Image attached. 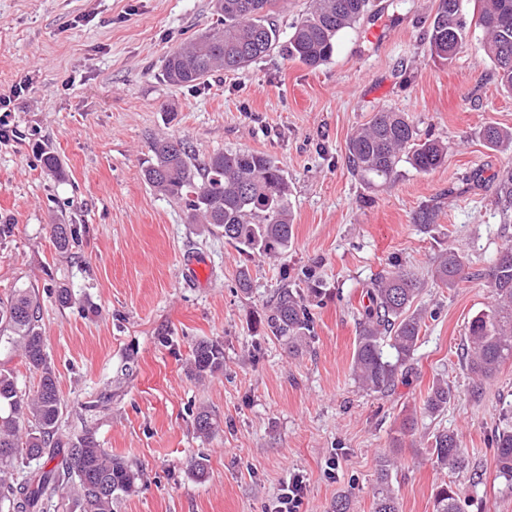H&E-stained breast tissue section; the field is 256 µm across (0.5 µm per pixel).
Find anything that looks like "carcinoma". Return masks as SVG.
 <instances>
[{"mask_svg": "<svg viewBox=\"0 0 512 512\" xmlns=\"http://www.w3.org/2000/svg\"><path fill=\"white\" fill-rule=\"evenodd\" d=\"M278 0H215L219 25L194 37L165 58L163 76L176 86L199 83L218 72H237L279 52L288 60L316 68L328 62L340 36L353 29L368 12L370 0H310L309 8L288 35L271 19ZM469 0H439L429 23L431 55L451 61L467 45L465 12ZM478 25L485 32L479 49L490 58L500 86L512 93V0H475ZM482 138L494 149L512 148V131L489 125ZM447 149L422 140L403 112L381 110L347 142V166L353 176L372 187L393 183L400 162L428 173L440 167ZM145 182L159 193L183 200L193 224H207L224 234L237 250L277 258L293 232L288 178L273 157L252 151H224L202 161L193 158L187 142L163 139L153 145L142 169ZM494 200L502 223L512 224V165L493 176ZM436 210L423 206L415 223L431 229ZM55 248L67 253L78 242L73 224H53ZM465 263L450 250L438 257L434 281L448 288L464 279ZM493 302L468 327L464 367L479 382L494 378L500 365L512 358V244L506 245L484 274ZM306 288L284 284L260 317L268 331L288 348L297 349L311 333V298L319 282L308 277ZM421 287L410 271L396 268L376 276L366 290L367 302L358 313L359 333L353 353V372L367 391L386 395L413 359L420 341L422 316L408 314ZM41 305L33 288H15L0 299V346L18 352L38 375L36 389L20 390L13 369L0 365V512H115L114 506L137 492L143 472L103 448L91 428L67 436L61 428L65 405L54 367L46 351ZM390 348L393 356L385 355ZM224 371V347L213 339L192 349L188 373L198 381ZM452 390L443 381L432 384L425 410L438 415L447 407ZM197 435L208 438L219 427L216 415L201 406L193 418ZM498 472L512 479V423L495 435ZM58 448L69 449L63 468L48 467ZM431 455L438 467H465L457 435L434 433ZM38 461V468L20 474ZM395 454L379 458L373 488V512H400L392 488ZM433 512H460L459 490L446 483L434 493Z\"/></svg>", "mask_w": 512, "mask_h": 512, "instance_id": "1", "label": "carcinoma"}]
</instances>
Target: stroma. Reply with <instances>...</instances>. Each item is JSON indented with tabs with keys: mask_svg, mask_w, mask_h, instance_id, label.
Returning a JSON list of instances; mask_svg holds the SVG:
<instances>
[{
	"mask_svg": "<svg viewBox=\"0 0 512 512\" xmlns=\"http://www.w3.org/2000/svg\"><path fill=\"white\" fill-rule=\"evenodd\" d=\"M438 0H373L326 64L312 69L279 54L196 87L169 84L166 55L213 27L212 0H0V95L24 91L0 142V298L20 286L42 306L47 353L66 409V432L92 427L113 454L143 471L119 512H266L289 478L306 484L305 512H372L379 457L397 451L401 512H432L442 482L459 489L462 512H512V482L499 477L495 430L512 406V359L476 384L463 367L469 321L492 301L483 281L433 283L438 255L452 250L484 269L512 243L493 204V175L512 153L488 147L485 125L512 130V94L474 49L434 59L428 26ZM406 113L420 138L448 148L420 173L401 165L395 183L367 187L346 164V142L374 112ZM187 141L197 159L250 150L276 159L291 189L293 236L277 259L238 251L184 202L142 178L150 146ZM61 171H46L42 151ZM426 205L437 218L421 232ZM76 224L79 241L59 253L50 227ZM207 266L184 282L186 252ZM401 266L423 286L425 314L412 368L385 397L352 372L357 311L375 275ZM248 269L249 290L238 286ZM320 281L313 330L298 351L259 320L277 288ZM75 303L60 308L59 287ZM224 345V370L187 373L193 345ZM453 397L439 416L423 408L434 380ZM108 397L106 410L91 404ZM218 420L193 428L198 406ZM414 435L398 438L405 415ZM454 432L466 467L431 459L429 439ZM206 458L205 480L192 460ZM194 429L199 437L208 438L219 427L216 415L206 406H201L193 418Z\"/></svg>",
	"mask_w": 512,
	"mask_h": 512,
	"instance_id": "stroma-1",
	"label": "stroma"
}]
</instances>
